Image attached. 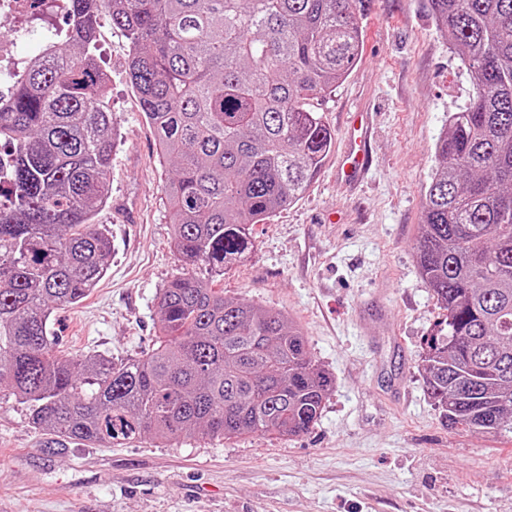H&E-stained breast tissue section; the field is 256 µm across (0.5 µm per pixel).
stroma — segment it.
Instances as JSON below:
<instances>
[{
	"mask_svg": "<svg viewBox=\"0 0 512 512\" xmlns=\"http://www.w3.org/2000/svg\"><path fill=\"white\" fill-rule=\"evenodd\" d=\"M25 24L21 64L44 30L65 29L66 13L40 0ZM97 41L119 134L97 216L112 262L83 301L54 311L51 331L63 354L121 362L153 347L155 296L182 263L162 191L172 168L127 78L128 41L107 19ZM475 88L428 0H372L361 59L313 103L334 137L320 172L255 225L251 254L216 282L225 298L294 317L334 374L311 430L101 448L32 428L25 405L1 391L0 512H512V439L449 428L421 373L442 311L414 245L435 142ZM357 112L372 123L369 162L349 185L336 159Z\"/></svg>",
	"mask_w": 512,
	"mask_h": 512,
	"instance_id": "obj_1",
	"label": "stroma"
}]
</instances>
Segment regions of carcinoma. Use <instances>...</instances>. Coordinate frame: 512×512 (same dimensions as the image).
I'll return each mask as SVG.
<instances>
[{"label":"carcinoma","instance_id":"carcinoma-1","mask_svg":"<svg viewBox=\"0 0 512 512\" xmlns=\"http://www.w3.org/2000/svg\"><path fill=\"white\" fill-rule=\"evenodd\" d=\"M371 0H68L70 37L0 102V390L35 429L110 448L309 431L335 377L289 315L213 287L253 229L296 200L333 145L312 101L362 56ZM474 73L448 115L423 202L418 272L444 327L422 355L448 426L512 434V0H429ZM129 41L128 76L166 181L183 272L157 294V346L115 363L56 350L53 310L112 261L116 128L96 62L102 18Z\"/></svg>","mask_w":512,"mask_h":512}]
</instances>
